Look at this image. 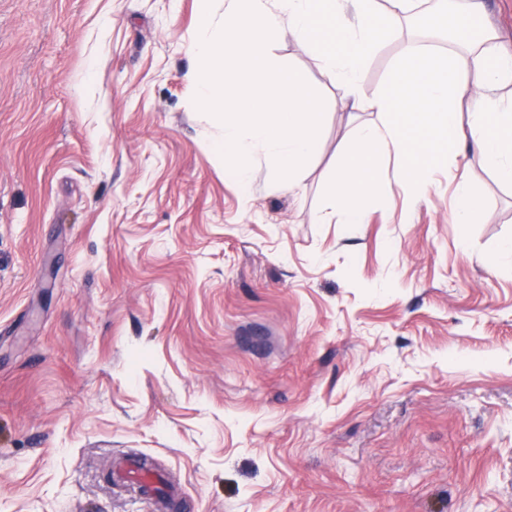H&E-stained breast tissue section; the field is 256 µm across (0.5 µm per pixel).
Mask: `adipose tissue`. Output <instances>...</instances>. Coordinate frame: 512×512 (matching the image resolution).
I'll return each mask as SVG.
<instances>
[{
  "instance_id": "obj_1",
  "label": "adipose tissue",
  "mask_w": 512,
  "mask_h": 512,
  "mask_svg": "<svg viewBox=\"0 0 512 512\" xmlns=\"http://www.w3.org/2000/svg\"><path fill=\"white\" fill-rule=\"evenodd\" d=\"M214 2L199 0L191 35L193 100L223 125L217 149L240 185L251 184L262 160L277 186L297 191L319 148L322 100L302 71L273 55L272 42L283 35L314 53L352 96L354 110L379 116L354 127L336 166L333 208L342 223H363L389 160L408 158L415 148L436 158L471 147L485 168L512 184V97L501 94L512 84V54L497 52L494 28L444 54L406 38L384 88L363 99L358 90L370 57L408 24L420 0H228L220 17ZM474 96L481 109L466 111Z\"/></svg>"
}]
</instances>
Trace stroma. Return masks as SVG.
<instances>
[{"label": "stroma", "mask_w": 512, "mask_h": 512, "mask_svg": "<svg viewBox=\"0 0 512 512\" xmlns=\"http://www.w3.org/2000/svg\"><path fill=\"white\" fill-rule=\"evenodd\" d=\"M196 0H0V512H512V184L397 167L361 224L329 186L354 124L324 103L302 187L225 177L193 105ZM398 58L367 65L370 98ZM466 182L483 213L453 217Z\"/></svg>", "instance_id": "1"}]
</instances>
